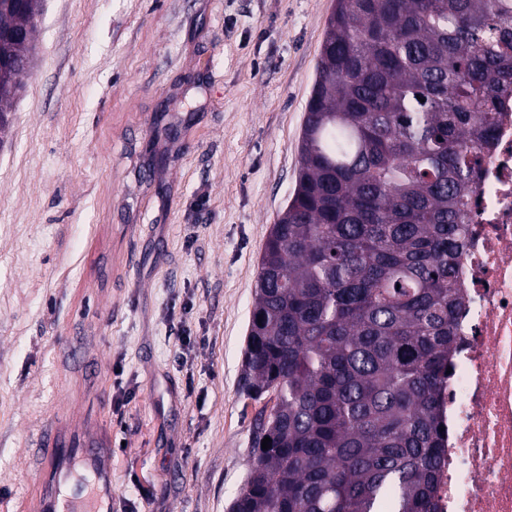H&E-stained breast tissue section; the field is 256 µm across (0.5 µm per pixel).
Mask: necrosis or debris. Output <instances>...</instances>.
<instances>
[{
	"label": "necrosis or debris",
	"instance_id": "obj_1",
	"mask_svg": "<svg viewBox=\"0 0 512 512\" xmlns=\"http://www.w3.org/2000/svg\"><path fill=\"white\" fill-rule=\"evenodd\" d=\"M494 137L458 263L466 304L441 403L438 512H512V100Z\"/></svg>",
	"mask_w": 512,
	"mask_h": 512
}]
</instances>
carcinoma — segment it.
I'll return each instance as SVG.
<instances>
[{
  "mask_svg": "<svg viewBox=\"0 0 512 512\" xmlns=\"http://www.w3.org/2000/svg\"><path fill=\"white\" fill-rule=\"evenodd\" d=\"M40 10L0 0V31ZM20 91L0 75V131ZM511 95L512 0H336L258 263L243 390L275 404L230 512H437L456 269Z\"/></svg>",
  "mask_w": 512,
  "mask_h": 512,
  "instance_id": "obj_1",
  "label": "carcinoma"
}]
</instances>
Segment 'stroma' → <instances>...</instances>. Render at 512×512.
<instances>
[{"mask_svg":"<svg viewBox=\"0 0 512 512\" xmlns=\"http://www.w3.org/2000/svg\"><path fill=\"white\" fill-rule=\"evenodd\" d=\"M335 0H42L0 140V512L35 440L112 433V512H229L258 261Z\"/></svg>","mask_w":512,"mask_h":512,"instance_id":"stroma-1","label":"stroma"}]
</instances>
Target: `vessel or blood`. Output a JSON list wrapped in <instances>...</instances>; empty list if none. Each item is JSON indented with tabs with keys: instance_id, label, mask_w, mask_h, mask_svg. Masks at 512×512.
I'll use <instances>...</instances> for the list:
<instances>
[{
	"instance_id": "b4317fda",
	"label": "vessel or blood",
	"mask_w": 512,
	"mask_h": 512,
	"mask_svg": "<svg viewBox=\"0 0 512 512\" xmlns=\"http://www.w3.org/2000/svg\"><path fill=\"white\" fill-rule=\"evenodd\" d=\"M106 445L91 422L76 432H62L53 423L45 427L36 440L41 458L36 512H112V469L102 454ZM78 462L93 474V488L63 494L62 489L71 482Z\"/></svg>"
}]
</instances>
